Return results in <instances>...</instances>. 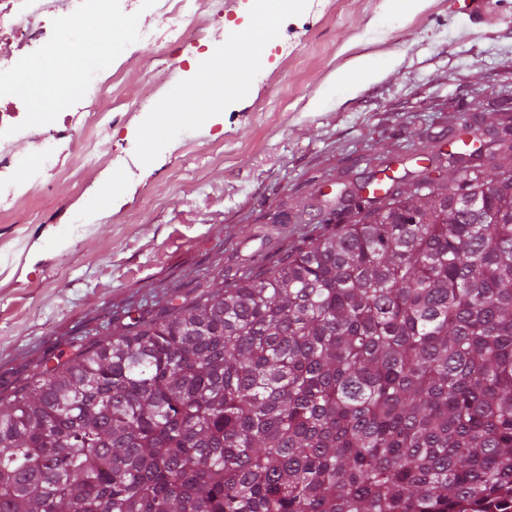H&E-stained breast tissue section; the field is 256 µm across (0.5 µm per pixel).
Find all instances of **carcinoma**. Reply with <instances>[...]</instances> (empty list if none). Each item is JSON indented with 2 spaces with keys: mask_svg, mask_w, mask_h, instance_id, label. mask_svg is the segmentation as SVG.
Masks as SVG:
<instances>
[{
  "mask_svg": "<svg viewBox=\"0 0 512 512\" xmlns=\"http://www.w3.org/2000/svg\"><path fill=\"white\" fill-rule=\"evenodd\" d=\"M468 109L274 264L44 358L0 512H512V113Z\"/></svg>",
  "mask_w": 512,
  "mask_h": 512,
  "instance_id": "1",
  "label": "carcinoma"
}]
</instances>
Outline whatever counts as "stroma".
Wrapping results in <instances>:
<instances>
[{"instance_id": "obj_1", "label": "stroma", "mask_w": 512, "mask_h": 512, "mask_svg": "<svg viewBox=\"0 0 512 512\" xmlns=\"http://www.w3.org/2000/svg\"><path fill=\"white\" fill-rule=\"evenodd\" d=\"M261 0H205L203 36L151 44L127 34L159 28L152 0H115L114 24L91 17L80 30L111 48L94 67L74 40L65 65L41 92L57 102L36 111L30 95L14 104L19 131L1 175L32 184L0 213V392L23 384L43 356L106 334L113 317L147 313L174 293L196 296L217 275L232 278L272 264L300 237L323 231L318 189L366 179L377 166L416 170L410 153L446 139L449 104L512 98V0H304L281 16L264 53L233 41L255 24ZM122 43L110 47L111 35ZM231 52L229 72H250L247 89L222 99L170 137L145 124L172 92L194 82L198 56ZM391 59L376 76L352 72L355 58ZM118 71L105 106L112 125L88 134L75 109L99 71ZM58 136L63 152L46 168L36 144ZM82 163H75L76 152ZM122 199L112 203L110 194ZM305 208L303 223L278 213Z\"/></svg>"}]
</instances>
